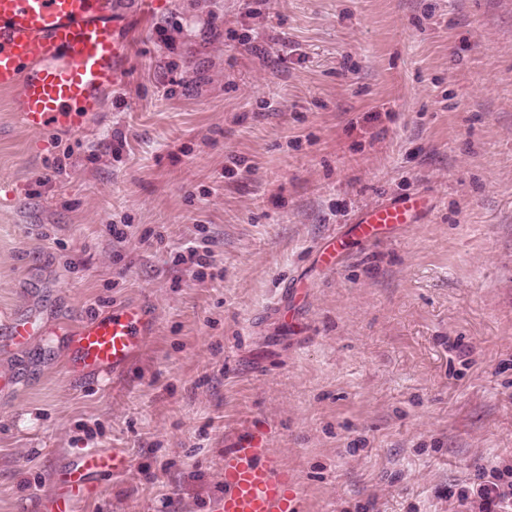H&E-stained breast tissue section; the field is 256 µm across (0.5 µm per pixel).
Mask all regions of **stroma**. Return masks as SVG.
<instances>
[{"label": "stroma", "mask_w": 512, "mask_h": 512, "mask_svg": "<svg viewBox=\"0 0 512 512\" xmlns=\"http://www.w3.org/2000/svg\"><path fill=\"white\" fill-rule=\"evenodd\" d=\"M117 2L128 69L99 122L36 134L0 92V322L136 301L155 328L113 377L66 373L51 333L0 350V512L111 448L129 467L80 512H210L255 421L304 512H462L449 490L512 466V0ZM416 192L429 221L318 262Z\"/></svg>", "instance_id": "35a3bbf8"}]
</instances>
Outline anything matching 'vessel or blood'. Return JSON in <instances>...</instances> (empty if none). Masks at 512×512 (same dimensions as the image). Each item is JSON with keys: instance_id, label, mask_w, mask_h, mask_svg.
Returning a JSON list of instances; mask_svg holds the SVG:
<instances>
[{"instance_id": "1", "label": "vessel or blood", "mask_w": 512, "mask_h": 512, "mask_svg": "<svg viewBox=\"0 0 512 512\" xmlns=\"http://www.w3.org/2000/svg\"><path fill=\"white\" fill-rule=\"evenodd\" d=\"M128 21L115 0H0V91L15 93L14 110L31 132L85 131L106 108L104 94L123 82L126 53L119 37ZM428 199L405 195L365 207L352 222L357 237L375 239L388 224H415L429 212ZM154 320L128 302L77 327L64 328L70 373L119 374L141 350ZM38 321L16 317L0 333L13 349L39 335ZM128 460L117 450H92L70 459L56 475V492L43 512H78L98 498L97 475L121 474ZM224 494L213 512H302L294 473L269 445L259 425L224 448Z\"/></svg>"}]
</instances>
